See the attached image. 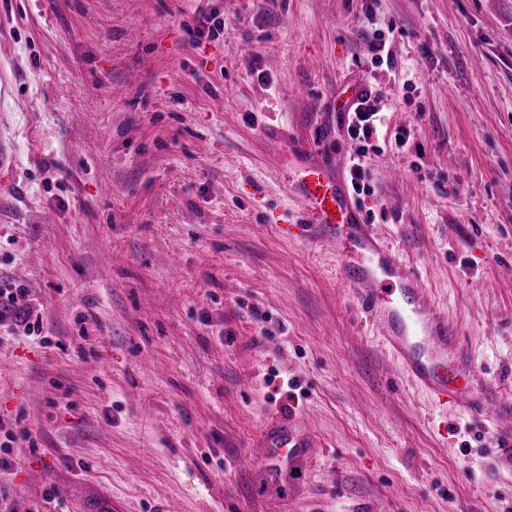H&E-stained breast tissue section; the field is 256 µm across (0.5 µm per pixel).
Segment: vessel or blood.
Here are the masks:
<instances>
[{"instance_id": "1", "label": "vessel or blood", "mask_w": 512, "mask_h": 512, "mask_svg": "<svg viewBox=\"0 0 512 512\" xmlns=\"http://www.w3.org/2000/svg\"><path fill=\"white\" fill-rule=\"evenodd\" d=\"M292 144L305 158L292 180L303 221L283 225V233L335 245L339 277L390 352L394 378L411 382L435 405L459 409L472 423L491 427L497 456L512 471V392L476 383L474 357L458 324L430 302L420 273L368 222L343 162L325 161L316 141L297 137ZM313 445L292 419L261 439L268 460L292 457Z\"/></svg>"}]
</instances>
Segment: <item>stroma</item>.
<instances>
[{
	"instance_id": "1",
	"label": "stroma",
	"mask_w": 512,
	"mask_h": 512,
	"mask_svg": "<svg viewBox=\"0 0 512 512\" xmlns=\"http://www.w3.org/2000/svg\"><path fill=\"white\" fill-rule=\"evenodd\" d=\"M355 77L373 224L512 387V0H0V512H512L488 432L390 385L335 247L279 230ZM290 417L314 449L263 460Z\"/></svg>"
}]
</instances>
